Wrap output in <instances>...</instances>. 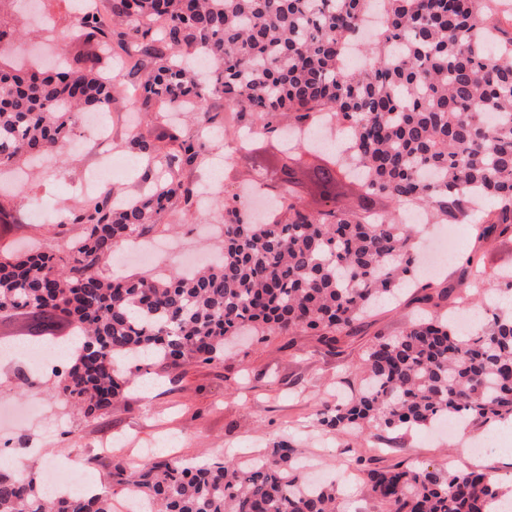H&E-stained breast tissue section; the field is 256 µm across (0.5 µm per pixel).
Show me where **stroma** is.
I'll return each mask as SVG.
<instances>
[{"label":"stroma","instance_id":"35a3bbf8","mask_svg":"<svg viewBox=\"0 0 512 512\" xmlns=\"http://www.w3.org/2000/svg\"><path fill=\"white\" fill-rule=\"evenodd\" d=\"M234 147V142L224 139L211 143L210 157L193 171L192 181L201 184L217 177L214 196L240 191L254 176L253 163L277 152L270 137L257 140L249 158L235 153ZM216 155L225 156L226 161L215 173L210 159ZM93 167L91 154L72 156L65 165L41 171L28 181L24 192L31 203L58 211L75 200L68 185L84 179ZM217 216L215 205L206 200L189 212L174 207L164 221L179 225L175 243L180 250L198 254L202 243L197 227L213 223ZM445 231L457 245L445 267L431 277L438 288L458 286L459 261L471 247V228L466 224H425L420 237L434 248L438 234ZM423 309L416 293H408L400 302L384 305L365 318L338 350L301 331L272 334L258 343L245 341L223 360L161 370L148 389L126 393L106 415L69 414L64 423L79 432L78 443H70L57 429L36 437L23 431H0V448H34L41 463L55 466L64 476L72 464H79L85 476L102 487L112 459L134 461L142 448L203 463L221 455L253 456L286 438L301 457L318 465L321 474L335 478L339 512H377L367 488L355 477L361 456L377 467L401 462L475 468L498 476L512 488V426L495 434L496 448L472 456L467 443L484 440L483 429H471L466 441L419 430L399 439L385 435L370 446L354 437L326 433L314 420V410L321 403L357 389L354 367L365 344L377 336L398 335ZM22 375L21 364L0 367V400L37 403L45 418L60 413L63 404L54 392V371L38 372L32 385L19 394L15 385ZM106 439L112 442L108 456L100 448Z\"/></svg>","mask_w":512,"mask_h":512}]
</instances>
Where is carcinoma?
<instances>
[{"label":"carcinoma","mask_w":512,"mask_h":512,"mask_svg":"<svg viewBox=\"0 0 512 512\" xmlns=\"http://www.w3.org/2000/svg\"><path fill=\"white\" fill-rule=\"evenodd\" d=\"M0 42L20 31L3 18ZM72 27V62L62 71L27 70L0 54V172L52 154L66 159L79 116L110 111L114 90L101 75L116 57L129 68L146 117L156 104L193 100L204 122L224 105L258 112L262 129L284 134L319 112L349 133V152L287 146L268 167L282 188L273 217L254 219L240 195L224 197L219 261L167 275L111 270L125 238H154L176 201L197 203L196 168L207 144L178 129L136 132L130 149L150 186L127 196L105 186L65 208L57 235L75 227L69 249L25 254L0 246V318L21 316L22 335L81 346L57 371L65 405L103 415L153 366L210 364L234 338L298 330L338 344L361 315L411 283L416 231L395 218L410 204L443 224H465L470 203L493 208L477 237L512 235V3L508 0H101ZM312 203L298 195L300 155ZM22 223L0 198V225ZM462 280L484 320L471 333L434 310L399 335L377 336L356 371L357 394L324 403L315 420L336 435L426 428L453 418L487 427L512 419V311L501 293L512 275L491 276L485 255L465 261ZM358 476L382 512H494L509 498L485 472L444 466L372 467ZM110 481L77 497L45 492L31 470L0 471V512H114L134 494L154 512H336V484H311L291 441L280 439L239 462L201 465L158 455L143 464L112 461Z\"/></svg>","instance_id":"carcinoma-1"}]
</instances>
